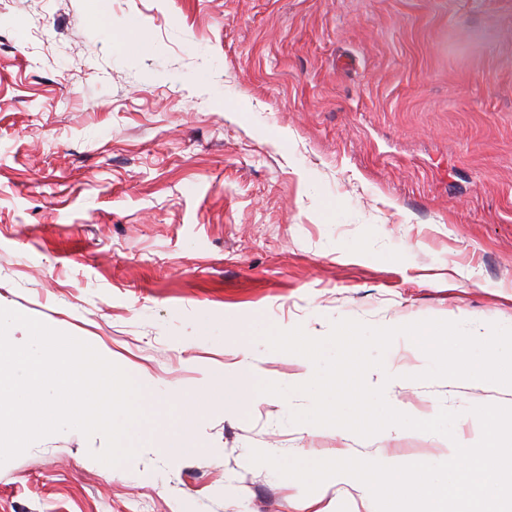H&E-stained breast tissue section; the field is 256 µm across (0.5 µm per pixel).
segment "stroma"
<instances>
[{
  "label": "stroma",
  "instance_id": "1",
  "mask_svg": "<svg viewBox=\"0 0 512 512\" xmlns=\"http://www.w3.org/2000/svg\"><path fill=\"white\" fill-rule=\"evenodd\" d=\"M0 0V307L85 337L158 394L241 360L303 373L253 315L302 326L512 325V0ZM387 390L417 416L512 406L421 382L398 337ZM199 417L197 451L54 434L0 466V512H368L250 463L423 462L444 436L294 424L307 397Z\"/></svg>",
  "mask_w": 512,
  "mask_h": 512
}]
</instances>
